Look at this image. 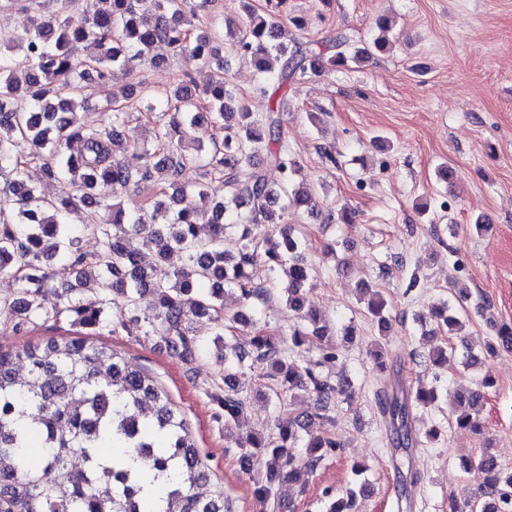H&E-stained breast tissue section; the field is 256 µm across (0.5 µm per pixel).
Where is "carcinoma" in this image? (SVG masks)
Returning <instances> with one entry per match:
<instances>
[{"label": "carcinoma", "instance_id": "obj_1", "mask_svg": "<svg viewBox=\"0 0 512 512\" xmlns=\"http://www.w3.org/2000/svg\"><path fill=\"white\" fill-rule=\"evenodd\" d=\"M198 9L190 0H86L79 14L64 5L35 21L18 37L20 55L0 52V278L15 282L18 294L8 309L18 330L65 312L93 328L101 322V310L80 303V296L108 289L115 308L111 333L137 329L158 335L168 353L185 362L198 349L193 322L207 317L220 336L241 331L250 336L248 352L224 342V426L243 417L236 385L248 357L275 369L268 378L281 389L312 393L324 409L347 395L344 377L333 382L320 372L339 355L327 351L318 362L298 365L253 305L268 295L255 274L262 261L266 280L277 282L288 308L299 315L288 332L292 346L326 337L321 317L306 306L310 267L302 256L303 242L285 221L291 208L315 207L316 193L295 183L300 164L281 144L280 109L252 112L222 76L197 84L192 68L214 62L224 70L213 37L193 24ZM243 25L241 35H230L228 49L251 59L257 73L254 94L262 99L270 98V88L286 90L309 72L347 70L386 45L381 38L330 54L298 44L290 50L288 26L272 10L247 9ZM78 41L96 49L79 66L68 51ZM157 43L187 67L175 85L147 103L155 148L143 150V164L131 169L119 154L133 143L118 138L114 129L129 124L125 103L135 98L137 83L118 86L112 74L118 69L133 76L135 60L159 64L147 57ZM93 82L110 84L102 105V111L112 113L110 130L85 125L78 113L82 91ZM23 96L29 100L26 109L17 107ZM188 124L213 125L218 135L188 151L178 137ZM74 140L80 142L76 154L71 152ZM33 163L49 180H68L74 194L62 199L37 195L27 183ZM266 164L280 171V184L269 183ZM188 169L202 170L203 179L185 182ZM132 188L151 190L137 214L121 204ZM189 192L212 206L180 207ZM84 206L103 211L100 222L89 227L100 242L91 256L81 251L79 236L65 222L66 214ZM229 234L240 241L235 255L224 251ZM145 237L155 243V265L165 264L173 252L182 255L184 265L155 276L141 264L135 246ZM227 289L238 295L233 312L222 304ZM145 294L153 295L154 304L142 317L139 302ZM48 295L53 298L49 306ZM385 307L381 294L369 295L368 311L383 329L389 324ZM494 330L488 351L512 348V325ZM442 390L419 386L391 398L385 413L397 446L415 448L435 439L436 432L424 434L416 427L414 411L434 404ZM482 399L475 391L468 402L457 400V427L480 428ZM307 419L288 413L276 419V436L262 444L249 439L238 449L239 463L249 472L253 449L265 448L263 468L252 476L263 500L277 497L279 487L300 474L314 473L325 453L338 447L332 439L316 437L306 444V460L296 464L292 448ZM32 434L42 448L36 461L27 455ZM74 455L83 466L70 467ZM471 470L479 480L478 494L450 500L449 512H512V469L503 468L485 448ZM149 472L153 481L165 482L157 512H232L223 483H214L206 496L194 493L208 474L186 418L153 376L112 345L74 331L20 350L0 347V512H143L141 506L127 510V483L143 496L153 482L146 478ZM359 493L346 489L328 512H353Z\"/></svg>", "mask_w": 512, "mask_h": 512}]
</instances>
